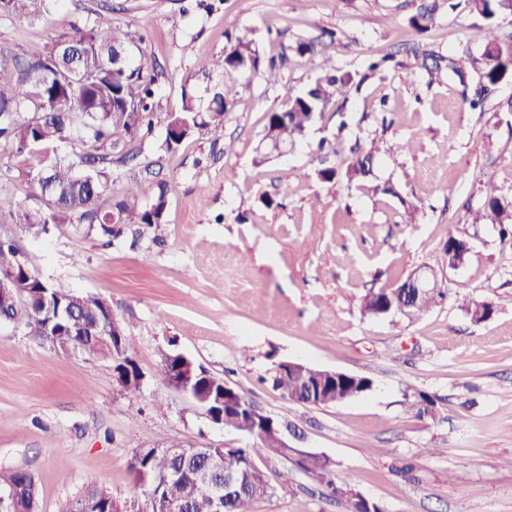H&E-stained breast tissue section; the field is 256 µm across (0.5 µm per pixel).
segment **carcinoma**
I'll use <instances>...</instances> for the list:
<instances>
[{
  "instance_id": "1",
  "label": "carcinoma",
  "mask_w": 512,
  "mask_h": 512,
  "mask_svg": "<svg viewBox=\"0 0 512 512\" xmlns=\"http://www.w3.org/2000/svg\"><path fill=\"white\" fill-rule=\"evenodd\" d=\"M60 0H0V16L34 21ZM470 10L478 13L484 23L476 27L471 42L482 48L480 57L469 52L448 56L427 43L417 42L413 55L417 66L430 78L444 73L465 81L476 73L479 83L494 86L512 75V38L499 35V20L512 11L509 0H465ZM455 9L453 0H418L409 17L410 28L418 35L427 33L443 8ZM137 31L123 30L103 20L76 27L67 36L53 39L41 53L19 55L0 49V143L11 154L27 165L25 175L37 185L47 208H35L15 200H0V217L8 216L10 223L24 231L47 232L53 228L65 233L76 224H85L88 230L116 238L132 225L142 230H157L163 224L168 204V187L159 183L158 193L151 203L139 202L134 181L122 194L112 200L111 209L103 206L104 197L111 191L112 163H122L131 153L134 137L149 131L154 124L155 75L130 59L133 46L143 41ZM261 57L252 42L238 40L225 50L221 66L237 75L259 70ZM328 64L327 72L316 78L301 93L289 99L285 107L267 113L265 150L272 142L284 147L294 144L328 110L336 95L346 91L353 77ZM235 96V83L224 84L214 91L206 110L195 105L190 95L183 97L181 111L168 116L166 137L159 150L170 153L182 141L195 134L202 135L224 126V117ZM57 142L74 145L73 158L65 163L52 155ZM379 152L376 142L346 166L325 168L318 176L325 182L342 177L360 189L374 193L399 196L394 188L379 185L372 179ZM84 168V178L77 177L75 166ZM482 217L500 227L512 228V202L489 185L484 191ZM444 253L448 263L466 258L465 241L448 236ZM0 272L13 273L17 288L13 302L4 313L18 317V299L25 298L26 326L35 336L46 335L47 330L62 333L69 316L76 315L90 325L96 320L99 308L92 293L75 295L62 283L37 281L22 259L19 251L8 241H0ZM26 288H41L43 294L35 300L27 298ZM398 289H381L367 296L364 310L375 315L388 304L398 305ZM439 293L430 289L407 310L422 314L436 303ZM314 386L322 387L321 396L336 395L338 400H350L370 389L365 377L347 378L334 385L320 379L315 372L310 378ZM275 387L283 397L304 402L305 385L285 376ZM236 406L256 431L252 436L260 441L256 448H233L224 451V474L233 484V490L224 500V512H256V506L271 498L272 486L263 472L247 471V462L253 454L265 452L288 458V449L279 447L269 437L258 432L263 416L243 395H238ZM211 449L202 448L191 456L169 455L150 451L138 466L154 476L156 485L145 488L152 495V512H181L184 504L189 512H211L209 498L198 488L201 473L207 468ZM297 467L320 486L348 498L350 512L357 510L354 490L349 477L336 473L317 457L296 461ZM88 503L94 512H113L112 496L96 489L87 490ZM36 480H31L25 495L12 505L13 512H35Z\"/></svg>"
}]
</instances>
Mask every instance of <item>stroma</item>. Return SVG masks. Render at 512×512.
Returning <instances> with one entry per match:
<instances>
[{
	"label": "stroma",
	"mask_w": 512,
	"mask_h": 512,
	"mask_svg": "<svg viewBox=\"0 0 512 512\" xmlns=\"http://www.w3.org/2000/svg\"><path fill=\"white\" fill-rule=\"evenodd\" d=\"M413 0H64L43 20L0 16V45L42 52L86 18L140 30L134 63L153 65L158 119L111 170L113 193L153 164L142 182L170 188L158 235L107 239L77 226L34 235L0 223L33 274L104 296L144 379L118 385L111 362L65 352L30 335L24 320L0 322V469L36 477L37 512L96 487L121 512L146 495L130 469L136 449L181 443L240 448L250 436L213 424L160 374L175 350L224 378L262 412L288 424L290 447L325 456L384 512H512V238L479 216L493 183L512 200V78L470 111L448 74L429 80L410 55ZM478 14L441 12L426 35L447 54L469 49ZM253 41L281 79L241 78L223 128L158 155L167 117L184 92L207 106L229 75L217 61L236 40ZM311 41L317 53L293 48ZM398 64L368 73L369 55ZM212 61L200 71L202 58ZM357 74L293 149L260 160L267 113L320 75L322 58ZM377 142L375 174L396 195L325 182L337 163L320 141ZM0 196L42 200L9 152L0 153ZM413 210H406L405 202ZM467 241L449 266V237ZM442 272L443 298L425 314L372 316L366 296L425 267ZM478 304L491 315L476 320ZM367 377L371 388L336 404L285 399L269 377L280 363ZM432 410L411 408L420 395ZM274 495L257 512H348L292 461L260 454Z\"/></svg>",
	"instance_id": "obj_1"
}]
</instances>
